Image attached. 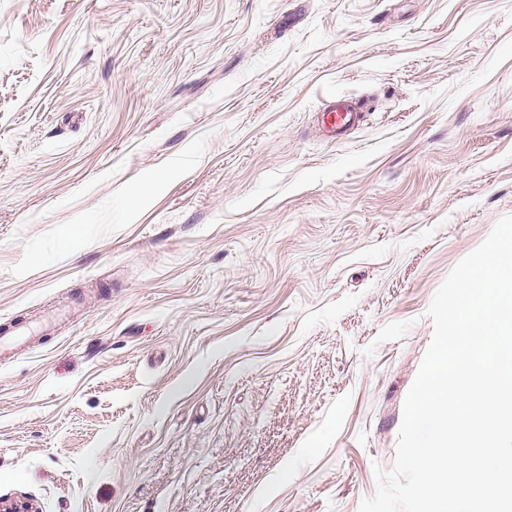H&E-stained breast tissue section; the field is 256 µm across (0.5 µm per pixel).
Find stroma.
<instances>
[{
  "mask_svg": "<svg viewBox=\"0 0 512 512\" xmlns=\"http://www.w3.org/2000/svg\"><path fill=\"white\" fill-rule=\"evenodd\" d=\"M507 215L512 0H0V497L359 512ZM358 112L349 100H340L337 107L325 114L324 127L336 137L344 134L355 123Z\"/></svg>",
  "mask_w": 512,
  "mask_h": 512,
  "instance_id": "stroma-1",
  "label": "stroma"
}]
</instances>
